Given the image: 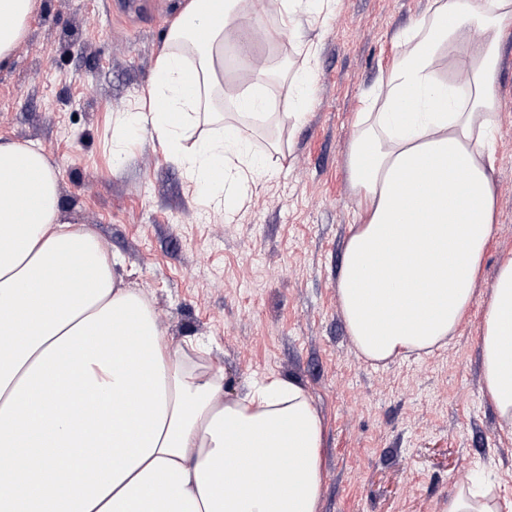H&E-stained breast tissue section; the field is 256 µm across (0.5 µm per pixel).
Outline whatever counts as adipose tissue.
I'll return each instance as SVG.
<instances>
[{"mask_svg": "<svg viewBox=\"0 0 512 512\" xmlns=\"http://www.w3.org/2000/svg\"><path fill=\"white\" fill-rule=\"evenodd\" d=\"M336 0H279L278 25L244 0H184L145 98L118 117L113 163L147 131L199 199L232 208L241 179L268 170L225 112L266 125L272 65L257 41L293 34L306 64L282 117L306 116L317 44L303 15ZM37 0H0V65ZM512 0H432L399 32L382 104L357 121L346 164L362 210L337 294L368 359L447 344L469 310L496 224L494 127L499 35ZM252 73L224 90V57ZM454 60L441 77L438 59ZM212 135L192 148L200 121ZM484 392L512 431V254L489 286L480 338ZM200 345L174 344L138 289L117 280L99 239L64 214L48 157L0 143V512H318L324 423L294 380L270 377L225 397Z\"/></svg>", "mask_w": 512, "mask_h": 512, "instance_id": "adipose-tissue-1", "label": "adipose tissue"}]
</instances>
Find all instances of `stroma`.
<instances>
[{
	"label": "stroma",
	"instance_id": "35a3bbf8",
	"mask_svg": "<svg viewBox=\"0 0 512 512\" xmlns=\"http://www.w3.org/2000/svg\"><path fill=\"white\" fill-rule=\"evenodd\" d=\"M430 0H338L306 28L318 44L311 104L278 143L240 128L268 175L241 182L227 212L198 201L150 133L112 168L118 113L151 84L182 0H38L26 38L0 66V142L44 150L67 218L117 258L174 343L202 339L227 395L291 378L325 422L318 512H440L480 468L512 498V433L482 390L478 338L499 259L512 252V28L500 42L492 178L497 229L458 332L433 353L367 361L337 294L359 201L346 147L397 56L395 34Z\"/></svg>",
	"mask_w": 512,
	"mask_h": 512
}]
</instances>
